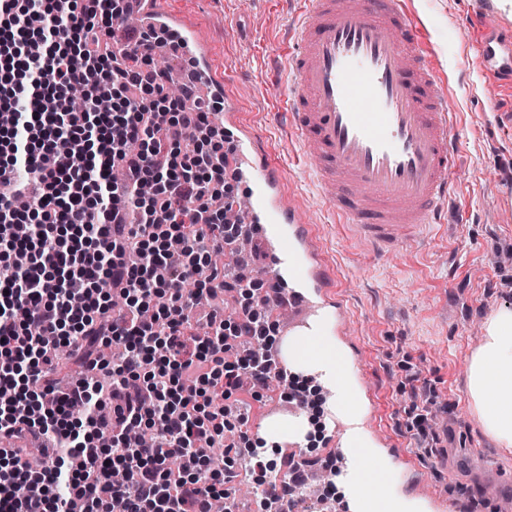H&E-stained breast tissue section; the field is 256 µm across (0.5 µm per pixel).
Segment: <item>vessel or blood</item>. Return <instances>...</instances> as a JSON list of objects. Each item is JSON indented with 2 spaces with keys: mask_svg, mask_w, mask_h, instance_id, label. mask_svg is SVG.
<instances>
[{
  "mask_svg": "<svg viewBox=\"0 0 512 512\" xmlns=\"http://www.w3.org/2000/svg\"><path fill=\"white\" fill-rule=\"evenodd\" d=\"M299 18L279 49L289 84L277 123L308 147L301 171L309 176L350 237L376 254L416 247L441 224L443 201L455 198L461 125L441 71L431 60L423 26L404 0H299ZM477 20V70L490 102L512 88V0H470ZM162 22L191 45L207 74V89L223 93L203 34L181 16ZM232 159L254 186L248 198L257 234L266 245V274L292 283V336H337L344 309L319 243L284 194V175L257 133L227 116ZM372 455L350 445L339 456L358 478H391L390 494L410 483L398 450L371 437Z\"/></svg>",
  "mask_w": 512,
  "mask_h": 512,
  "instance_id": "vessel-or-blood-1",
  "label": "vessel or blood"
}]
</instances>
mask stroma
<instances>
[{"instance_id": "obj_1", "label": "stroma", "mask_w": 512, "mask_h": 512, "mask_svg": "<svg viewBox=\"0 0 512 512\" xmlns=\"http://www.w3.org/2000/svg\"><path fill=\"white\" fill-rule=\"evenodd\" d=\"M160 9L204 28L215 68L242 120L282 164L290 199L315 225L323 258L338 277L348 310L339 346L360 358L375 400L373 427L401 448L419 489L453 500L469 487L479 512L512 501V454L484 432L467 399L468 364L487 316L512 309V126L489 122L475 62L466 0H407L425 26L462 122L459 191L462 216H449L417 250L377 257L330 221L296 165L301 147L279 126L274 107L288 85L277 47L293 24L292 0H158ZM438 415L434 433L447 451L405 428L413 406ZM479 456H472V449Z\"/></svg>"}]
</instances>
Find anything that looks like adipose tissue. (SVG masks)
Masks as SVG:
<instances>
[{
	"label": "adipose tissue",
	"mask_w": 512,
	"mask_h": 512,
	"mask_svg": "<svg viewBox=\"0 0 512 512\" xmlns=\"http://www.w3.org/2000/svg\"><path fill=\"white\" fill-rule=\"evenodd\" d=\"M282 355L295 372H328L342 353L335 345L307 352L300 341L283 340ZM467 397L482 428L499 445L512 451V310L500 309L485 320L484 336L469 360ZM342 486L355 512H402L401 505L385 499L374 485L343 477Z\"/></svg>",
	"instance_id": "ef3b65f1"
}]
</instances>
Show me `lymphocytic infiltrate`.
<instances>
[{"mask_svg":"<svg viewBox=\"0 0 512 512\" xmlns=\"http://www.w3.org/2000/svg\"><path fill=\"white\" fill-rule=\"evenodd\" d=\"M137 7L0 0V438L52 449L45 465L0 448V512H210L242 454L268 470L244 414L223 407L268 385L272 341L251 269L224 270L237 233L221 101L195 102L191 84L170 95L165 27L109 49ZM62 345L86 368L64 390Z\"/></svg>","mask_w":512,"mask_h":512,"instance_id":"1","label":"lymphocytic infiltrate"}]
</instances>
